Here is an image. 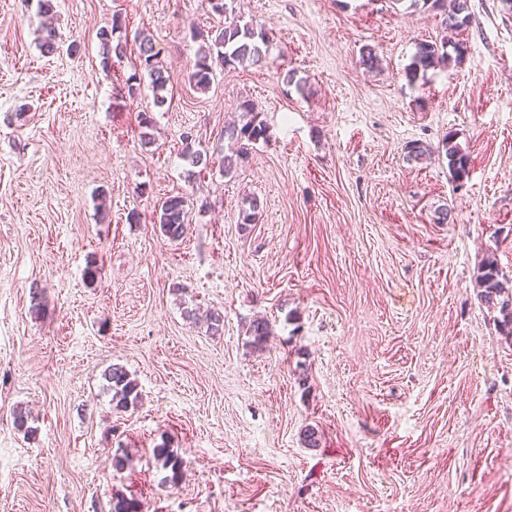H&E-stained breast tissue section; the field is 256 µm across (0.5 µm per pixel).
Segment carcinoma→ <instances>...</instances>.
Here are the masks:
<instances>
[{"mask_svg": "<svg viewBox=\"0 0 512 512\" xmlns=\"http://www.w3.org/2000/svg\"><path fill=\"white\" fill-rule=\"evenodd\" d=\"M409 2L410 9H439L447 13L448 28L462 29L469 23L470 13L467 0H394L401 4ZM234 0H209L211 11L224 16V24L211 28L198 50L190 82L200 91H207L214 79V70L235 69L239 66H260L266 62L269 53V38L266 33L248 22H241L232 6ZM123 22L120 17L112 19V25L98 32L102 67L108 68L112 57L121 58L125 54L127 41L120 32ZM138 41L137 59L141 69L147 72L153 94V105L162 108L167 103L169 75L159 59V52L151 39L135 37ZM463 47L458 44L448 46L446 42L423 41L416 45V51L408 65L406 75L415 80L439 63L459 64L463 61ZM241 121L224 126V139L230 153L221 157L220 171L229 176L247 157L245 143H254L266 137L267 127L257 120V110L249 100L239 102ZM446 158L448 171L454 181H462L469 176V157L455 142V134L446 138ZM242 223L256 224L261 219L260 202L249 198L243 202ZM156 224L161 234L170 241L184 237L188 226L187 200L181 195L167 197L158 205ZM479 283L482 287L481 300L487 308L499 312L498 325L501 333L512 336V286L499 273L494 260L486 259L480 267ZM249 334L253 344L260 347L270 335L269 323L261 318L252 322ZM103 391L111 395L112 409L126 412L137 405L140 399L138 383L131 378L128 370L120 364L108 366L102 373ZM153 454L163 469L168 471L166 481L172 485L180 482L183 476V459L173 449L162 444L153 449ZM109 512H142L135 499L115 496L110 501Z\"/></svg>", "mask_w": 512, "mask_h": 512, "instance_id": "carcinoma-1", "label": "carcinoma"}]
</instances>
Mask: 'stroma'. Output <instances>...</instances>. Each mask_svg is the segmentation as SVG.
Instances as JSON below:
<instances>
[{
	"instance_id": "obj_1",
	"label": "stroma",
	"mask_w": 512,
	"mask_h": 512,
	"mask_svg": "<svg viewBox=\"0 0 512 512\" xmlns=\"http://www.w3.org/2000/svg\"><path fill=\"white\" fill-rule=\"evenodd\" d=\"M54 4L46 54L36 0H0V512H106L116 495L143 512H512V336L477 284L487 258L512 279V11L469 0L452 33L391 0H235L269 56L203 92L188 75L220 21L208 0ZM116 14L127 53L106 67L97 33ZM140 32L168 70L161 108L148 82L119 91ZM446 36L463 62L409 81L417 44ZM243 99L267 133L227 177L217 151ZM188 133L207 167L183 160ZM172 195L189 209L174 242L155 225ZM188 307L221 311L222 335ZM115 363L141 392L121 413L102 391ZM455 134L446 138L445 154L448 160V171L453 181H463L469 176V157L455 142ZM153 454L162 468L169 472L166 481L172 485L178 484L183 476V459L164 443L154 448Z\"/></svg>"
}]
</instances>
